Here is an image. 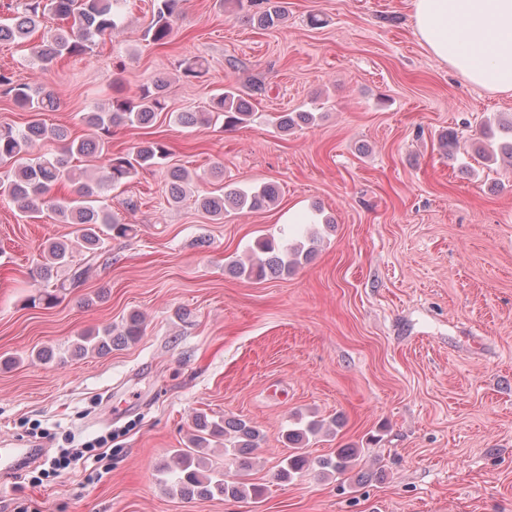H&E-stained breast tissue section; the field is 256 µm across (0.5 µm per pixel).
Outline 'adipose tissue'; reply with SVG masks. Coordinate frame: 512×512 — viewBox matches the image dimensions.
Instances as JSON below:
<instances>
[{"mask_svg":"<svg viewBox=\"0 0 512 512\" xmlns=\"http://www.w3.org/2000/svg\"><path fill=\"white\" fill-rule=\"evenodd\" d=\"M415 32L466 81L512 93V0H411Z\"/></svg>","mask_w":512,"mask_h":512,"instance_id":"ef3b65f1","label":"adipose tissue"}]
</instances>
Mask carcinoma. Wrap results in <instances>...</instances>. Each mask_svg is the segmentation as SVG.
<instances>
[{"instance_id": "carcinoma-1", "label": "carcinoma", "mask_w": 512, "mask_h": 512, "mask_svg": "<svg viewBox=\"0 0 512 512\" xmlns=\"http://www.w3.org/2000/svg\"><path fill=\"white\" fill-rule=\"evenodd\" d=\"M124 0H13L10 4L11 21L0 24V42L25 44L42 27L43 19L52 14L68 25L49 29L43 35L41 44L33 51L34 59L41 70L48 69L63 55L85 54L96 42L112 35L122 23ZM180 0H159L153 23L147 31L150 40L157 45L169 42L177 16ZM260 10L250 13L247 18L260 28L277 25L284 19V6L280 0H248ZM168 80L154 79L142 87L137 99L115 96L106 108H97L81 115V123L87 128L84 138L72 135L69 128L47 124L40 116L57 108L54 91L44 85H33L24 76L0 71V92L10 97L18 106L34 113V118L21 128L10 124L0 125V169L5 170L4 192L17 204L19 210L30 216L42 212L43 208L53 211L64 224L75 225L74 234L86 250L94 252L103 248L104 237L125 238L133 232L129 224L116 219L102 204V195L107 188L126 184L144 169L158 168L165 176L167 200L178 204L185 198L188 172L184 169L167 167L169 150L161 140L146 139L139 142L128 153H114L110 138L112 128L131 126L151 127L159 113L166 109ZM253 108L248 95L233 86L214 98L208 112H180L177 121L185 127L210 126L218 119H224L227 126L243 125L250 121ZM310 112H291L275 117L277 126L287 132L302 123L313 121ZM507 131L512 138V118L504 122L493 119L483 132L486 147L477 150L480 158L491 162L497 159L495 148L507 158L512 168V141L495 144V129ZM48 142H55L61 150L43 153L41 148ZM102 159L105 175L101 179L87 178L76 181L72 160L76 157ZM75 185L72 194L61 197L50 196L55 187ZM278 190L273 185L249 189H232L219 195L197 197L198 204L214 217L224 218L228 209L258 210L275 203ZM311 249L301 244L266 239L251 251L247 262L229 265L237 275L245 274L256 279L276 278L297 268L302 260L308 259ZM45 262L39 267V276L45 280L53 277V271L65 267L69 276L53 284V288L30 299L32 305L48 308L57 304L74 289L83 284L85 269L75 261L71 244L65 240L48 241L43 246ZM143 332V318L135 312L119 328L110 326L101 331L87 333L75 343L72 354L84 356L89 352L107 355L112 350L137 340ZM336 422L313 419L298 422V427L284 432L289 449L288 456L278 472V479L289 481L297 474L315 465L322 472L339 479H352V472L359 458L355 448H339L328 457L310 459L306 446L309 438L331 431ZM224 438V454L231 457L237 469L251 467L247 455L259 447L261 434L256 426L243 418L210 421L204 415L196 416L194 433L188 438L189 446L181 448L172 457L165 470L173 474L172 490L181 495L196 493L200 496L218 494L226 498L242 499L247 493L259 495V489L247 488L243 474L215 479L206 474L201 450L209 447L212 439Z\"/></svg>"}]
</instances>
